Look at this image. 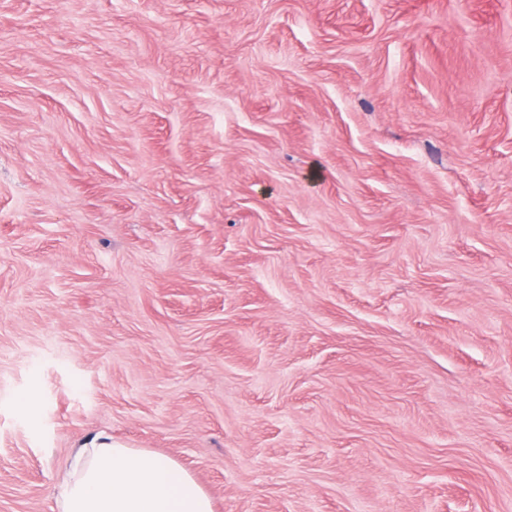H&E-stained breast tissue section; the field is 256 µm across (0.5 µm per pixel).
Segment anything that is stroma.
Wrapping results in <instances>:
<instances>
[{
  "label": "stroma",
  "mask_w": 512,
  "mask_h": 512,
  "mask_svg": "<svg viewBox=\"0 0 512 512\" xmlns=\"http://www.w3.org/2000/svg\"><path fill=\"white\" fill-rule=\"evenodd\" d=\"M99 436L512 512V0H0V512Z\"/></svg>",
  "instance_id": "stroma-1"
}]
</instances>
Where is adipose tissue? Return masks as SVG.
Masks as SVG:
<instances>
[{
    "instance_id": "adipose-tissue-1",
    "label": "adipose tissue",
    "mask_w": 512,
    "mask_h": 512,
    "mask_svg": "<svg viewBox=\"0 0 512 512\" xmlns=\"http://www.w3.org/2000/svg\"><path fill=\"white\" fill-rule=\"evenodd\" d=\"M56 505L58 512H213L176 460L107 437L72 455Z\"/></svg>"
}]
</instances>
